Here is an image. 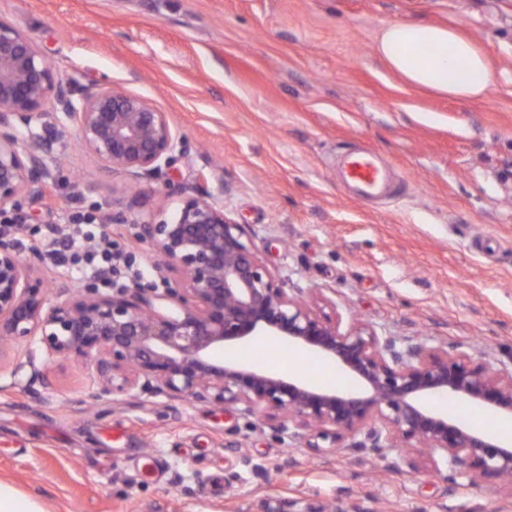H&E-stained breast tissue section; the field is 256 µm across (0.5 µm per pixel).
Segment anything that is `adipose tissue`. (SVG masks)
<instances>
[{"mask_svg":"<svg viewBox=\"0 0 512 512\" xmlns=\"http://www.w3.org/2000/svg\"><path fill=\"white\" fill-rule=\"evenodd\" d=\"M377 53L407 84L441 95L478 99L494 82L485 55L449 25L383 22Z\"/></svg>","mask_w":512,"mask_h":512,"instance_id":"adipose-tissue-1","label":"adipose tissue"}]
</instances>
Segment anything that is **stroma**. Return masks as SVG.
Listing matches in <instances>:
<instances>
[{
  "instance_id": "stroma-1",
  "label": "stroma",
  "mask_w": 512,
  "mask_h": 512,
  "mask_svg": "<svg viewBox=\"0 0 512 512\" xmlns=\"http://www.w3.org/2000/svg\"><path fill=\"white\" fill-rule=\"evenodd\" d=\"M75 89L146 98L184 136L155 180L107 176L74 135L55 183L22 197L20 248L72 213L172 212L220 193L289 292L335 302L341 328L448 345L512 368V0H0ZM452 24L495 87L460 101L409 87L379 59L383 22ZM367 148L405 185L365 202L336 177ZM155 280L149 247L109 225ZM50 390H0V483L44 512H512V487L472 485L419 452L317 456L262 410L101 395L94 369L49 364Z\"/></svg>"
}]
</instances>
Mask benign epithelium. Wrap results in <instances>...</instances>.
<instances>
[{"label": "benign epithelium", "mask_w": 512, "mask_h": 512, "mask_svg": "<svg viewBox=\"0 0 512 512\" xmlns=\"http://www.w3.org/2000/svg\"><path fill=\"white\" fill-rule=\"evenodd\" d=\"M72 124L79 144L103 169L155 179L183 136L166 113L116 87L75 95L31 38L0 19V217L27 223L23 194L40 196L53 181L56 138L43 134L48 110ZM134 240L147 242L163 287L135 284L103 294L88 284L52 302L31 277L15 240L0 237V380L22 377L48 387L53 357L94 365L101 392L158 394L217 404L264 407L285 419L306 447L323 455L348 436L353 448L381 452L418 445L438 469L472 483H512V444L432 412L424 400L446 394L512 416V370L425 342L397 341L363 324L340 329L336 317L290 294L258 257L253 239L211 194L182 193L170 216L133 218ZM277 336L334 362L360 388L311 385L247 365L217 360L218 348Z\"/></svg>", "instance_id": "obj_1"}]
</instances>
